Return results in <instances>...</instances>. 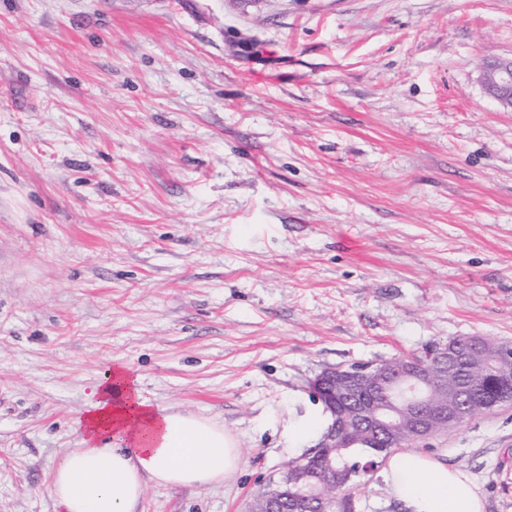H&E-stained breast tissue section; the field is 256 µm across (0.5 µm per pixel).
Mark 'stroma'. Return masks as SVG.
Instances as JSON below:
<instances>
[{"label": "stroma", "mask_w": 512, "mask_h": 512, "mask_svg": "<svg viewBox=\"0 0 512 512\" xmlns=\"http://www.w3.org/2000/svg\"><path fill=\"white\" fill-rule=\"evenodd\" d=\"M511 56L512 0H0V512L117 365L242 455L141 512H245L324 369L512 343ZM419 451L512 512V406ZM481 80L486 93L512 111V56L483 64Z\"/></svg>", "instance_id": "1"}]
</instances>
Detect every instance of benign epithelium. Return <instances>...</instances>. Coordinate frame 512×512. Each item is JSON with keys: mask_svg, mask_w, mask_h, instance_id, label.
<instances>
[{"mask_svg": "<svg viewBox=\"0 0 512 512\" xmlns=\"http://www.w3.org/2000/svg\"><path fill=\"white\" fill-rule=\"evenodd\" d=\"M481 80L486 93L500 106L512 110V57L498 59L482 66ZM470 349L485 362L491 373L498 371L500 349L489 339L471 336L468 340ZM440 357L430 353L424 357L412 356L404 361L398 369L396 381L400 382L410 397L400 405L385 408L376 403L369 408L367 428L374 432H383L390 440L399 438L425 442L445 427L460 423L468 417V405L464 389L448 385V372L458 366L460 353L453 343L439 348ZM370 376L371 389L381 388L389 383L390 372L387 365L369 364L362 370L328 368L309 381V389L318 400L322 401L327 412L336 415L340 407L336 403V394L330 390V384L338 381L343 384V398L351 399L361 391L363 378ZM447 391L450 399H436L433 389ZM354 443L344 438L343 434L331 424L322 435L317 448H351ZM309 478L307 470L294 467L283 470L279 481L270 494L277 495L288 488H296Z\"/></svg>", "mask_w": 512, "mask_h": 512, "instance_id": "7a95c632", "label": "benign epithelium"}]
</instances>
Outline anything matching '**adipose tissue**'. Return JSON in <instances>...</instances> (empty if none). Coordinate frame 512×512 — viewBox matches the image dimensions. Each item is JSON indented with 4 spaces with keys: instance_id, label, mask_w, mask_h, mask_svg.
<instances>
[{
    "instance_id": "obj_1",
    "label": "adipose tissue",
    "mask_w": 512,
    "mask_h": 512,
    "mask_svg": "<svg viewBox=\"0 0 512 512\" xmlns=\"http://www.w3.org/2000/svg\"><path fill=\"white\" fill-rule=\"evenodd\" d=\"M76 426L82 445L65 454L49 484L63 512H138L148 484H219L241 465L222 425L155 403L124 366L105 372ZM382 480L407 512H483L465 474L411 450L389 456Z\"/></svg>"
}]
</instances>
